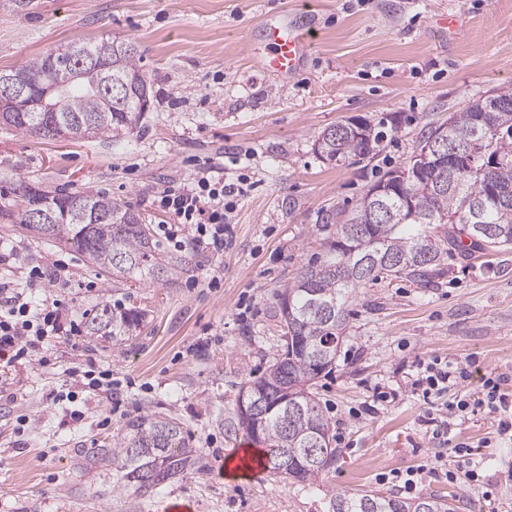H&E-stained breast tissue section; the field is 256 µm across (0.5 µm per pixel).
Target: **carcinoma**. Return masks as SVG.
Listing matches in <instances>:
<instances>
[{
  "mask_svg": "<svg viewBox=\"0 0 512 512\" xmlns=\"http://www.w3.org/2000/svg\"><path fill=\"white\" fill-rule=\"evenodd\" d=\"M103 50L112 55L110 70L97 59ZM3 74L54 91L37 100L35 111L3 118L22 135L48 138L40 125L51 111L74 130L72 140L118 142L143 127L152 104L137 47L109 36L57 47ZM342 127L339 137L330 126L315 136L320 158L338 164L373 156L384 139L368 119ZM441 130L450 137L474 135L479 148L464 159L435 158L429 145ZM382 185L394 191L373 196ZM37 209L54 214L46 237L81 253L127 289L124 299L102 303L86 316L91 340L128 337L140 327L146 312L132 302L130 288L143 277H164L174 285L190 270L186 258L160 252L140 212L106 194L52 190L21 178L0 190L1 224L29 231ZM324 223L336 226L326 259L302 267L273 293L281 353L262 375L239 387L264 398L266 410L259 427L239 417L237 429L261 445L264 468L284 481H315L339 457L316 385L335 364L355 289L378 278L430 282L444 274L448 247L462 248L465 240L483 251L512 248V87L496 88L422 130L405 162L384 172L350 209L325 213ZM93 457L138 497L201 470L203 459L181 423L152 412L128 419L112 447L94 449ZM331 500L332 512H456V499L438 494L405 501L338 491Z\"/></svg>",
  "mask_w": 512,
  "mask_h": 512,
  "instance_id": "obj_1",
  "label": "carcinoma"
}]
</instances>
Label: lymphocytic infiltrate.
Returning a JSON list of instances; mask_svg holds the SVG:
<instances>
[{"label": "lymphocytic infiltrate", "mask_w": 512, "mask_h": 512, "mask_svg": "<svg viewBox=\"0 0 512 512\" xmlns=\"http://www.w3.org/2000/svg\"><path fill=\"white\" fill-rule=\"evenodd\" d=\"M243 193L241 182H227L205 173L190 182L162 188L157 193L156 205L170 216L171 221L159 225L160 237L176 250L182 249L185 240L189 239L213 255L223 254L233 235L231 215ZM186 229L191 232L187 239L182 236ZM70 286L60 268L40 265L29 266L24 285L0 282V364L10 365L34 358L40 366H47L49 359L44 349L48 341L66 331L80 335L79 324L68 321V311L61 300L49 296L38 303L29 295L35 288L64 290ZM415 368L408 388L423 402L424 421L432 426L440 452L427 470H409L396 475L395 486L404 494H413L419 479L426 473L441 474L450 480L460 472L468 481H478L480 460L474 457L470 446L451 444L448 433L454 421L464 419L478 409L497 418L500 434L512 433V397L503 389V376L493 372L483 374L481 386L474 395L445 404L441 401L442 396L458 380L466 378V368L438 358L417 359ZM62 375L74 384L73 390L66 395L72 403L80 396H94L112 389L111 369L98 368L79 359L71 361ZM452 454L462 460V466L456 472L448 468V457Z\"/></svg>", "instance_id": "lymphocytic-infiltrate-1"}]
</instances>
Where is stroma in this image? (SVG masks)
<instances>
[{
    "instance_id": "1",
    "label": "stroma",
    "mask_w": 512,
    "mask_h": 512,
    "mask_svg": "<svg viewBox=\"0 0 512 512\" xmlns=\"http://www.w3.org/2000/svg\"><path fill=\"white\" fill-rule=\"evenodd\" d=\"M304 19L313 34L300 69L261 67L267 19ZM458 15L448 32L438 15ZM133 41L154 92L144 130L120 142L48 140L0 126V181L99 191L138 210L149 226L169 218L153 204L158 189L200 170L252 187L232 215L235 238L221 256L186 244L192 272L178 285L152 279L136 288L147 312L132 340L90 341L62 334L48 345L50 366L16 365L0 376L24 433L0 416V512H331L337 491L393 492L387 474L429 463V426L404 392L372 418H355L375 388H403L415 358H441L475 370L448 400L472 395L479 371L512 391V250H453L444 276L405 277L357 289L345 338L318 398L340 456L315 484L282 482L267 471L224 475L243 442L235 432L240 383L260 376L281 345L271 295L302 266L322 259L336 228L329 209L351 207L388 169L403 163L420 133L493 89L512 86V0H38L32 12L0 6V69L72 41ZM398 116L374 158L336 165L313 150L325 127L354 118ZM22 259L68 263L72 279L94 282L70 303L73 318L118 298L110 277L78 252L0 224V241ZM217 286H210L212 273ZM255 312L239 320L244 300ZM111 369L112 392L87 402L73 423L59 394L75 357ZM112 422L101 427L103 412ZM175 418L205 468L135 498L88 458L108 447L130 417ZM453 442L474 446L484 479L424 480L417 494L455 497L460 512H512V440L478 412L453 426Z\"/></svg>"
}]
</instances>
